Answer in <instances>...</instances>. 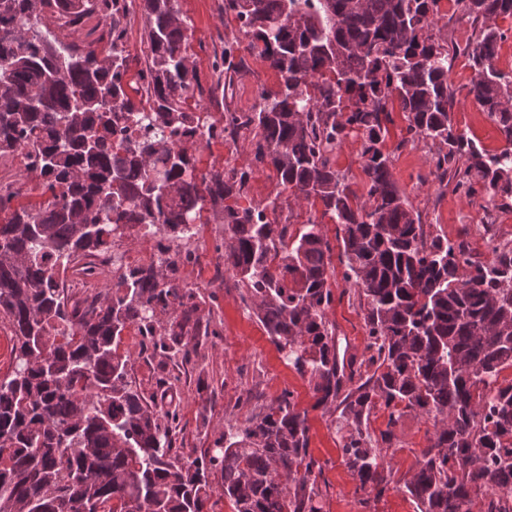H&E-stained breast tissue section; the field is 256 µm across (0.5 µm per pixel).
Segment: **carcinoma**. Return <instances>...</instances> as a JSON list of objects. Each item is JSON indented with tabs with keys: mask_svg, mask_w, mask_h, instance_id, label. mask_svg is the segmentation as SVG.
Instances as JSON below:
<instances>
[{
	"mask_svg": "<svg viewBox=\"0 0 512 512\" xmlns=\"http://www.w3.org/2000/svg\"><path fill=\"white\" fill-rule=\"evenodd\" d=\"M470 23L465 46L434 33L441 0H224L249 50L281 79L253 111L225 113L224 132L246 130L254 160L283 190L313 200L336 224L345 279L364 301L360 362L339 356L328 312L332 248L313 219L292 230L265 220L279 198L248 203L250 171H198L180 137L211 122L187 53L179 0H141L148 45L139 85L129 69L121 21L125 0H0V157L36 158L42 191L62 202L16 204L0 187V316L13 332L12 370L0 377V512H204L218 471L235 512H323L308 455L307 411L285 392L244 423H227L206 460L173 453L177 414L127 381L120 351L139 324L159 367L179 366L208 335L197 289L177 261L192 252L128 267L112 287L83 300L58 288L89 276L87 259L138 227L173 243L191 225H224V270L244 288L279 353L312 384L314 407L341 409L343 461L382 493L383 452L368 432L371 412L388 425L411 410L434 434L405 484L418 512H491L490 487L512 494V244L480 258L448 244L421 221L392 173L386 149L392 112L406 137L437 146L431 174L481 208L512 205V75L495 63L512 0H458ZM90 14L111 20L107 51L42 33L50 16L73 28ZM239 38L224 41L226 99L242 66ZM467 59V89L506 147L491 152L452 121L451 62ZM138 134L112 142V128ZM361 138L367 199L336 169V149Z\"/></svg>",
	"mask_w": 512,
	"mask_h": 512,
	"instance_id": "cac0c4a2",
	"label": "carcinoma"
}]
</instances>
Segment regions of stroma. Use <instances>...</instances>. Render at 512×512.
<instances>
[{
    "label": "stroma",
    "mask_w": 512,
    "mask_h": 512,
    "mask_svg": "<svg viewBox=\"0 0 512 512\" xmlns=\"http://www.w3.org/2000/svg\"><path fill=\"white\" fill-rule=\"evenodd\" d=\"M182 14L189 22V53L194 61L202 88L214 80L212 61L221 53L224 41L238 35L240 23L224 11V0H179ZM244 70L235 75L231 96L224 105L212 107L213 120H223L225 112H249L262 92L279 88L280 77L259 56L240 47ZM455 127L474 137L484 148L497 150L504 140L496 125L472 98H460L454 107ZM406 135L402 113H394L389 127L388 146L394 147L393 174L406 192L414 209L422 212L426 223L437 233L456 239L468 237L473 252L483 250L474 226L481 223L483 212L451 190L440 187L431 175L430 152L419 143L400 147ZM198 167L207 171L225 164L245 165L251 159V139L215 141L196 151ZM345 268L336 265L331 278L336 300L329 320L336 327L340 352L362 355L367 342L365 309L349 290ZM187 283L198 288L210 313V336L204 347L184 364L180 380L166 394L163 407L177 408L181 432L176 449L183 457L194 458L214 447L224 433V423L232 419L245 422L261 403L291 391L299 410L308 414L309 454L321 468L317 478L324 494V512H416V504L403 484L417 468L422 451L434 431L432 419L415 412H405L396 425H389L388 413L373 411L368 429L373 438L390 432L386 460L391 474L386 491L375 496L360 488L342 461L341 434L335 417L317 408L312 387L288 365L267 336L263 326L241 300L242 287L233 277L220 278L208 269L190 270ZM140 337L124 334L122 349L131 351L130 378L142 390H156V364L151 350L143 349Z\"/></svg>",
    "instance_id": "1"
}]
</instances>
